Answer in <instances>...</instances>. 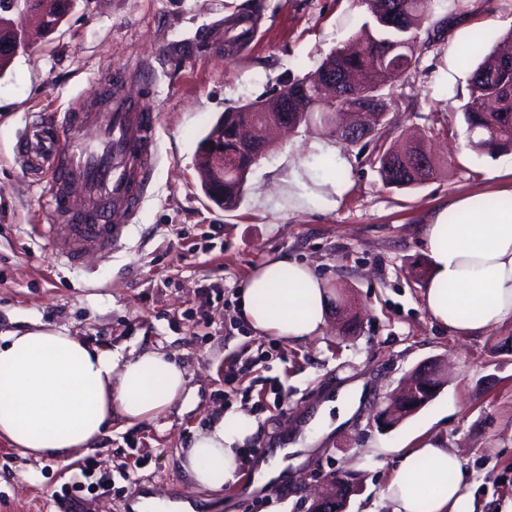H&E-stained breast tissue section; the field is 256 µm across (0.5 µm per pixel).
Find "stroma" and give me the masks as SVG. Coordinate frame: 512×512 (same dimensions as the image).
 Instances as JSON below:
<instances>
[{
    "mask_svg": "<svg viewBox=\"0 0 512 512\" xmlns=\"http://www.w3.org/2000/svg\"><path fill=\"white\" fill-rule=\"evenodd\" d=\"M245 14L260 28L246 50L226 55L211 31ZM368 19L363 0H76L56 32L0 72V331L38 323L124 358L159 351L188 377L187 401L141 423L113 418L70 464L30 460L1 440L0 512H56L52 495L62 490L76 512H135L140 498L182 494L197 512H307L320 477L341 469L360 486L348 512H387L396 448L431 433L472 472L476 512H512V323L460 338L422 300L431 216L454 197L512 190V153L472 152L460 111L470 72L462 56L480 32L512 28V0H467L416 70L385 89L392 134L425 138L441 166L422 185L383 186L372 146L339 140L346 164L336 175L347 192L336 208L315 210L306 194L323 186L307 145L325 137L315 124L274 141L234 211L208 199L196 171L198 143L225 111L304 78ZM120 77L157 115L158 161L123 245L73 266L44 229L48 178L28 173L15 147L35 116L95 101ZM282 256L340 288L355 333L342 334L331 315L319 336L291 344L245 321L243 281ZM428 359L447 365L438 396L377 428L373 415ZM358 377L366 384L354 416L314 450L289 454L280 482L257 484L260 463ZM239 416L253 428L239 482L199 487L182 466L184 448L214 419Z\"/></svg>",
    "mask_w": 512,
    "mask_h": 512,
    "instance_id": "stroma-1",
    "label": "stroma"
}]
</instances>
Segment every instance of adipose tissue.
I'll list each match as a JSON object with an SVG mask.
<instances>
[{"label": "adipose tissue", "instance_id": "adipose-tissue-1", "mask_svg": "<svg viewBox=\"0 0 512 512\" xmlns=\"http://www.w3.org/2000/svg\"><path fill=\"white\" fill-rule=\"evenodd\" d=\"M308 149L319 157L327 185L310 203L335 208L346 191L335 174L343 159L318 141ZM424 236L430 259L424 306L436 323L468 337L512 323V208L456 197L435 213ZM240 307L254 329L303 342L318 336L330 305L314 269L282 257L250 273ZM186 388L184 369L158 351L124 359L65 330L0 333V440L25 457L69 464L113 416L130 424L154 419ZM248 433L245 421L215 419L194 434L184 468L205 488L235 482ZM396 455L383 492L390 512H465L473 481L453 449L429 436Z\"/></svg>", "mask_w": 512, "mask_h": 512}]
</instances>
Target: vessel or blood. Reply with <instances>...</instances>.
<instances>
[{"instance_id": "vessel-or-blood-1", "label": "vessel or blood", "mask_w": 512, "mask_h": 512, "mask_svg": "<svg viewBox=\"0 0 512 512\" xmlns=\"http://www.w3.org/2000/svg\"><path fill=\"white\" fill-rule=\"evenodd\" d=\"M105 108L103 121L87 110L36 120L18 146L26 169L50 173L48 231L72 265L122 244L155 163V115L118 86Z\"/></svg>"}]
</instances>
